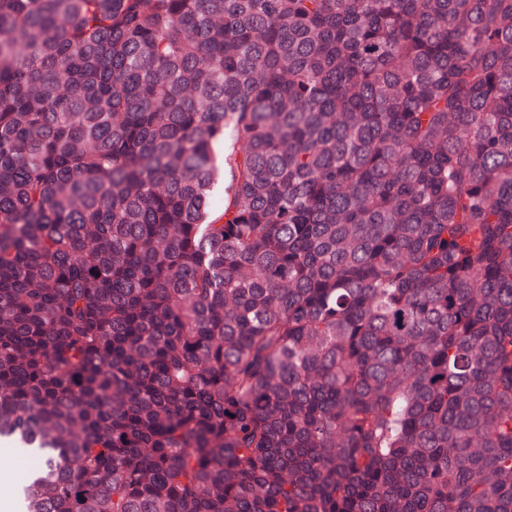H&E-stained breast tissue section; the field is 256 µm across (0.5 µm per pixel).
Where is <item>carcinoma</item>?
<instances>
[{
    "label": "carcinoma",
    "mask_w": 512,
    "mask_h": 512,
    "mask_svg": "<svg viewBox=\"0 0 512 512\" xmlns=\"http://www.w3.org/2000/svg\"><path fill=\"white\" fill-rule=\"evenodd\" d=\"M22 512H512V0H0Z\"/></svg>",
    "instance_id": "obj_1"
}]
</instances>
